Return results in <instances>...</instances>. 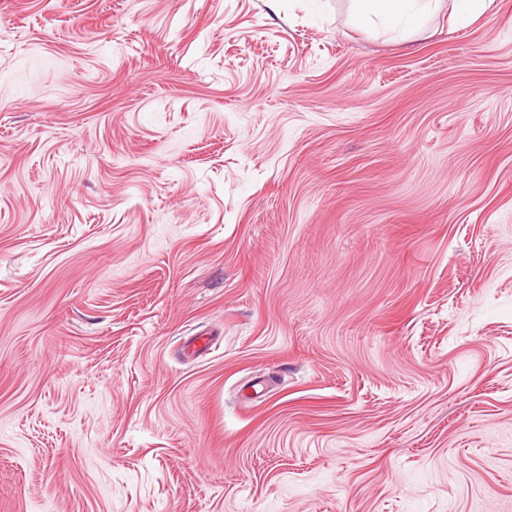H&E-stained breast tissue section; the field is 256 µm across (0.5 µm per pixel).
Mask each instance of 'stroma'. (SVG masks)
<instances>
[{
	"label": "stroma",
	"instance_id": "stroma-1",
	"mask_svg": "<svg viewBox=\"0 0 512 512\" xmlns=\"http://www.w3.org/2000/svg\"><path fill=\"white\" fill-rule=\"evenodd\" d=\"M0 512H512V0H0ZM434 0H352L361 24H387L392 28L419 27Z\"/></svg>",
	"mask_w": 512,
	"mask_h": 512
}]
</instances>
